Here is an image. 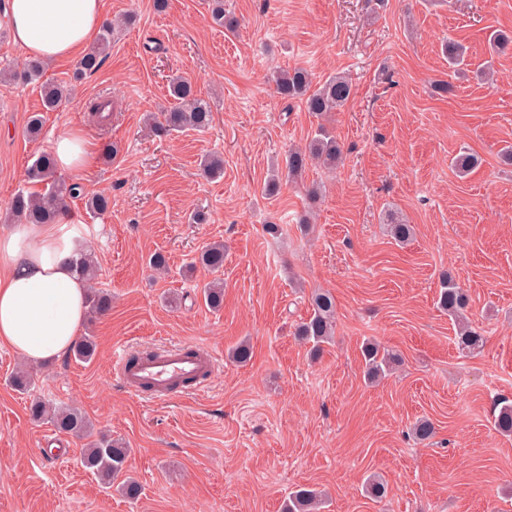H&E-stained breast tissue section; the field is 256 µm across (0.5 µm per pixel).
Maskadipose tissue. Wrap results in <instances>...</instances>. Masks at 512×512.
I'll list each match as a JSON object with an SVG mask.
<instances>
[{
	"label": "adipose tissue",
	"mask_w": 512,
	"mask_h": 512,
	"mask_svg": "<svg viewBox=\"0 0 512 512\" xmlns=\"http://www.w3.org/2000/svg\"><path fill=\"white\" fill-rule=\"evenodd\" d=\"M13 40L32 59L75 55L97 32L101 0H9ZM52 151L59 173L74 178L92 167L96 150L79 130L61 132ZM83 247L63 224L0 226V345L37 366L77 342L89 285L70 263Z\"/></svg>",
	"instance_id": "1"
}]
</instances>
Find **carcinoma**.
<instances>
[{
	"mask_svg": "<svg viewBox=\"0 0 512 512\" xmlns=\"http://www.w3.org/2000/svg\"><path fill=\"white\" fill-rule=\"evenodd\" d=\"M211 18L214 24L229 31L235 30L237 20L224 13V0H212ZM131 22L124 16L117 24L106 23L99 39L86 51L78 63L77 74L91 76L98 72L107 59L112 35L116 28ZM43 62L32 59L19 71L3 70L0 74L24 83L41 78ZM275 91L283 101L300 100L307 111L316 115L335 112L343 108L353 97L354 88L348 76L338 73L317 88H312L309 72L303 68L279 70L271 78ZM44 107L55 109L66 94L64 87L46 83L41 86ZM169 93L174 104L161 113V120L155 131L169 135L187 128L205 129L212 122L210 103L200 98L193 82L183 76L170 80ZM342 159V150L336 137L325 126L318 127L315 136L302 148L292 150L285 162L284 177L295 180L313 164L335 168ZM479 165L476 154L462 151L455 158V167L462 175ZM201 173L208 179H217L224 174V160L215 155L207 156L201 163ZM27 178L47 186L44 193H17L10 204V215L24 224H61L68 215L67 200L81 195V187L67 182L56 170L55 159L50 153L41 154L27 171ZM388 233L400 243L408 241L413 227L401 221L388 223ZM198 262L208 270L218 273L224 269V244L215 242L207 246L199 255ZM207 306L217 309L224 303V286L221 280L212 282L203 292ZM92 312L105 314L111 306L110 297L95 289L89 296ZM439 307L455 319L457 348L472 353L484 344V336L473 328L464 316L467 296L463 289L445 273L442 276ZM312 312L301 322L296 335L312 344L314 350L328 342L335 332L336 303L328 291H318L311 297ZM95 354V344L91 337L83 336L73 348V355L79 359H90ZM365 364L364 373L371 381L378 380L398 365L396 353L381 347L376 342H367L361 350ZM30 417L38 422L46 421L61 433L75 437L90 435V424L86 416L74 407L60 408L47 401L36 399L29 406ZM495 428L503 434H512V403L504 400L494 419ZM414 438L419 442L431 440L435 434L434 424L428 419L416 421L411 427ZM129 449L125 444L108 436H101L90 442L83 452L82 465L93 473L103 485L109 487L119 483L123 494L129 499L140 495L141 486L125 476ZM321 504V492L311 486H300L294 490L284 504L283 512H315Z\"/></svg>",
	"mask_w": 512,
	"mask_h": 512,
	"instance_id": "cac0c4a2",
	"label": "carcinoma"
}]
</instances>
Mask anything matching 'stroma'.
Segmentation results:
<instances>
[{"label": "stroma", "instance_id": "35a3bbf8", "mask_svg": "<svg viewBox=\"0 0 512 512\" xmlns=\"http://www.w3.org/2000/svg\"><path fill=\"white\" fill-rule=\"evenodd\" d=\"M102 2L103 21L136 22L114 34L97 73L74 80L72 59L47 62L37 83L0 81V225L37 156L63 130H84L102 151L68 220L112 296L82 326L94 358L30 368L28 392L8 385L22 360L0 347V512H281L301 485L325 491L321 512H512V436L493 426L497 403L512 401V166L499 159L512 144V50L487 43L494 30L512 36V0H224L231 34L214 27L208 0H167L162 12L154 0ZM450 41L467 47L469 67L444 94L435 83L449 78ZM295 67L317 83L346 74L355 93L316 116L269 80ZM175 75L194 80L214 120L161 138L150 118L168 107ZM44 82L72 88L51 111ZM100 100L112 103L103 123L88 110ZM321 125L341 162L268 193L272 166ZM464 149L481 163L462 177L452 160ZM207 153L223 157L222 178L200 175ZM94 193L111 197L107 213L87 211ZM392 219L413 225L407 245L388 236ZM213 242L225 246L217 311L201 293L212 273L186 269ZM156 252L168 259L161 276L148 266ZM445 272L486 338L479 353H459L437 306ZM318 290L333 294L336 326L315 358L294 332ZM368 339L402 358L376 384L363 376ZM243 341L251 359L232 362ZM171 342L222 355L204 388L148 403L117 382L116 347ZM35 397L122 439L139 498L103 488L80 463L82 441L32 421ZM422 417L436 428L428 444L410 434ZM57 448L69 456L50 459ZM372 473L387 484L379 500L363 492Z\"/></svg>", "mask_w": 512, "mask_h": 512}]
</instances>
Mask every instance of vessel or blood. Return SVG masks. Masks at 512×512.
<instances>
[{
    "label": "vessel or blood",
    "mask_w": 512,
    "mask_h": 512,
    "mask_svg": "<svg viewBox=\"0 0 512 512\" xmlns=\"http://www.w3.org/2000/svg\"><path fill=\"white\" fill-rule=\"evenodd\" d=\"M217 364L218 357L211 349L166 344L159 353L133 365L127 352H119L116 376L133 395L164 400L179 392L185 382L208 379Z\"/></svg>",
    "instance_id": "vessel-or-blood-1"
}]
</instances>
